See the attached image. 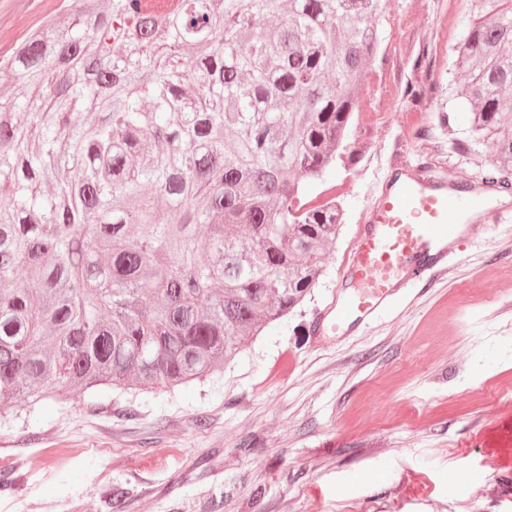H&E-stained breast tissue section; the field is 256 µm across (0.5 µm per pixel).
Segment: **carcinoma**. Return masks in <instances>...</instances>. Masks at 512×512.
<instances>
[{"label": "carcinoma", "mask_w": 512, "mask_h": 512, "mask_svg": "<svg viewBox=\"0 0 512 512\" xmlns=\"http://www.w3.org/2000/svg\"><path fill=\"white\" fill-rule=\"evenodd\" d=\"M384 2L73 0L0 61L28 87L0 112V411L201 382L304 301ZM476 2L457 148L491 141L509 190L512 0Z\"/></svg>", "instance_id": "carcinoma-1"}]
</instances>
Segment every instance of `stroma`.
I'll list each match as a JSON object with an SVG mask.
<instances>
[{"label": "stroma", "instance_id": "obj_1", "mask_svg": "<svg viewBox=\"0 0 512 512\" xmlns=\"http://www.w3.org/2000/svg\"><path fill=\"white\" fill-rule=\"evenodd\" d=\"M63 0H0V56ZM470 0H386V40L326 184L344 221L299 311L268 328L223 375L171 392L106 390L0 415V512H512V193L501 220L464 237L434 281L394 297L367 327L314 345L343 260L396 163L454 185L484 183L489 144L457 154L467 126L453 66ZM423 89L411 103L408 88ZM364 470L369 483L357 482ZM467 496L448 487L461 473Z\"/></svg>", "mask_w": 512, "mask_h": 512}]
</instances>
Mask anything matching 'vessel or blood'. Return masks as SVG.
Here are the masks:
<instances>
[{
  "label": "vessel or blood",
  "instance_id": "b4317fda",
  "mask_svg": "<svg viewBox=\"0 0 512 512\" xmlns=\"http://www.w3.org/2000/svg\"><path fill=\"white\" fill-rule=\"evenodd\" d=\"M403 178L370 211L347 254L341 272L344 296L318 314L312 335L323 340L347 334L372 319L397 290L431 279L455 255L454 246L471 231V219L496 220L472 199L449 192L426 170L403 166Z\"/></svg>",
  "mask_w": 512,
  "mask_h": 512
}]
</instances>
